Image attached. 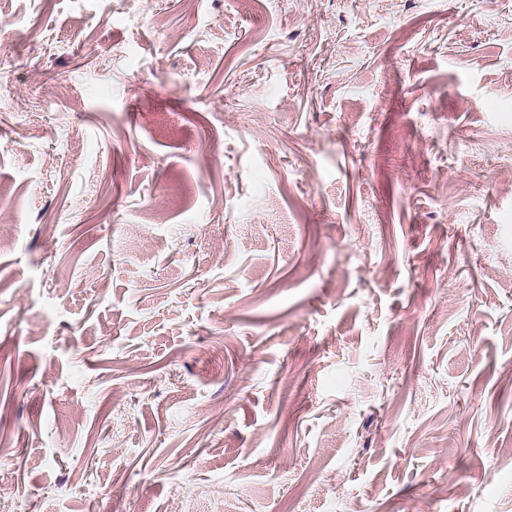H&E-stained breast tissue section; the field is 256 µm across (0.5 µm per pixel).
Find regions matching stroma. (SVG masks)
<instances>
[{"label":"stroma","mask_w":512,"mask_h":512,"mask_svg":"<svg viewBox=\"0 0 512 512\" xmlns=\"http://www.w3.org/2000/svg\"><path fill=\"white\" fill-rule=\"evenodd\" d=\"M0 512H512V0H0Z\"/></svg>","instance_id":"stroma-1"}]
</instances>
